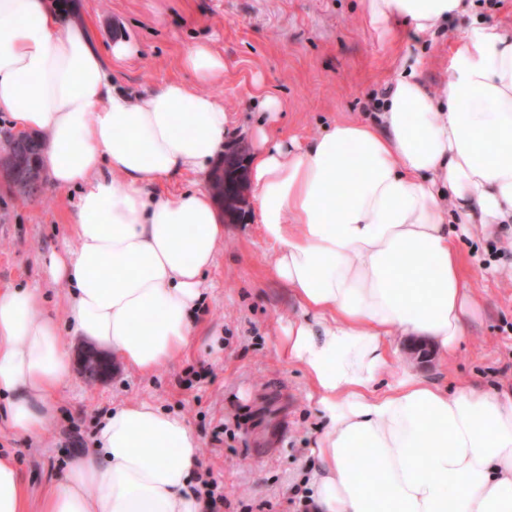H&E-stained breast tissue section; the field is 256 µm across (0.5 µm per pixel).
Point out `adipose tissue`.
<instances>
[{"instance_id":"obj_1","label":"adipose tissue","mask_w":512,"mask_h":512,"mask_svg":"<svg viewBox=\"0 0 512 512\" xmlns=\"http://www.w3.org/2000/svg\"><path fill=\"white\" fill-rule=\"evenodd\" d=\"M465 0H364L370 26L400 17L434 36ZM87 26L49 0H0V112L48 136L52 186L79 193L75 246L46 266L65 283L67 320L37 288L0 290V422L42 432L70 371V331L152 373L196 334L194 314L224 240L208 190L160 195L182 173L208 175L234 118L197 86L224 72L205 43L170 81L138 97L114 86ZM421 63L388 87L379 124L339 120L305 145L252 134L259 222L290 290L282 357L326 418L307 482L316 512H512V391L454 390L397 364L394 330L448 359L478 301L453 224L512 223V31L467 30L441 93ZM370 454L360 464L359 444ZM199 440L187 420L142 401L112 410L75 454L41 512H201ZM0 512H25L24 479L0 455Z\"/></svg>"}]
</instances>
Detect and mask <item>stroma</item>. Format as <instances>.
I'll use <instances>...</instances> for the list:
<instances>
[{
    "mask_svg": "<svg viewBox=\"0 0 512 512\" xmlns=\"http://www.w3.org/2000/svg\"><path fill=\"white\" fill-rule=\"evenodd\" d=\"M66 10L96 40L132 42L137 52L110 61L120 88L138 94L189 80L181 59L206 42L224 58V74L201 85L236 118V141L249 142L265 97L281 111L277 138L304 142L335 121L378 119V102L404 63L424 62V78L439 90L448 58L472 26L512 27V0H470L465 14L428 41L402 20L390 36L371 29L363 0H67ZM44 201L11 192L0 180V289L38 288L66 318L65 284L45 272L47 255L72 243L76 190L46 187ZM463 274L481 308L447 364L414 354L415 337L397 335L401 362L457 388L512 386V224L476 226L460 234ZM275 250L263 237L253 204L226 223L224 241L196 313L198 334L181 359L152 374L128 368L111 351L80 336H65L71 376L57 396V412L35 437L0 426V453L22 470L29 512L66 470L74 453L91 448L112 408L148 401L182 415L200 442L201 472L224 485L221 512H305L303 485L315 459L310 447L325 420L309 399L301 369L284 361L280 346L293 302L273 275ZM99 351L110 364L85 376L83 354Z\"/></svg>",
    "mask_w": 512,
    "mask_h": 512,
    "instance_id": "stroma-1",
    "label": "stroma"
}]
</instances>
